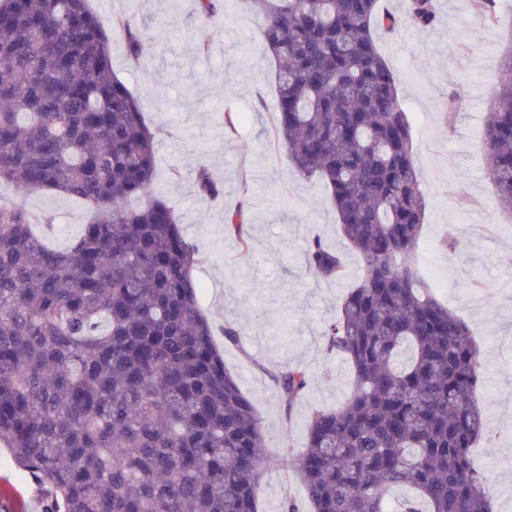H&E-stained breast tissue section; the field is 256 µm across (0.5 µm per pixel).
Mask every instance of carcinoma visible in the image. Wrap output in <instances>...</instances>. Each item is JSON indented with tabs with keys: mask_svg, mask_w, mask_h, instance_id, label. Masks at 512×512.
I'll use <instances>...</instances> for the list:
<instances>
[{
	"mask_svg": "<svg viewBox=\"0 0 512 512\" xmlns=\"http://www.w3.org/2000/svg\"><path fill=\"white\" fill-rule=\"evenodd\" d=\"M266 24L276 132L298 175L326 187L364 263L326 334L353 373L288 458L310 512H491L470 451L485 438L473 331L437 299L416 247L427 201L413 131L378 38L381 0H240ZM416 26L433 0H406ZM142 36L89 0H0V182L83 199L89 219L48 247L20 204L0 208V443L52 494L50 512H259L262 422L199 305L198 248L153 195L155 132L112 71ZM485 124L486 171L512 207V49ZM195 191L224 195L206 167ZM140 205L130 208V200ZM226 229L250 248L244 213ZM309 272L345 276L314 238ZM285 405L307 387L288 368Z\"/></svg>",
	"mask_w": 512,
	"mask_h": 512,
	"instance_id": "cac0c4a2",
	"label": "carcinoma"
}]
</instances>
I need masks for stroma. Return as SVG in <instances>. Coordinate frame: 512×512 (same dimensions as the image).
<instances>
[{
	"label": "stroma",
	"instance_id": "1",
	"mask_svg": "<svg viewBox=\"0 0 512 512\" xmlns=\"http://www.w3.org/2000/svg\"><path fill=\"white\" fill-rule=\"evenodd\" d=\"M101 17H129L143 39L132 60L112 45V68L157 127L154 190L176 209L185 238L200 249V301L216 331L225 366L261 418L272 464L261 478L260 512H279L285 495L303 498L289 452L306 443L313 411L342 404L353 381L326 331L359 279L362 261L345 240L323 186L299 176L275 132L274 66L259 37L260 18L224 0L208 21L195 0H90ZM428 27L405 22L379 36L414 129L415 156L427 208L418 252L438 299L476 332L485 372L482 397L490 448L472 451L495 498L512 512V222H504L484 162L483 125L498 80L500 53L512 47V8L496 6L488 23L471 0H435ZM238 112L236 130L225 112ZM221 183L218 199L199 196L197 170ZM23 203L66 248L86 222V205L56 192L18 195L0 185V204ZM243 208L251 245L242 250L225 228L227 211ZM320 237L339 252L347 275L323 281L306 269V250ZM452 250H444L443 241ZM238 328L236 341L222 335ZM308 375L286 408L275 383L283 369ZM0 490L16 512H47L51 493L15 465L0 444Z\"/></svg>",
	"mask_w": 512,
	"mask_h": 512
}]
</instances>
